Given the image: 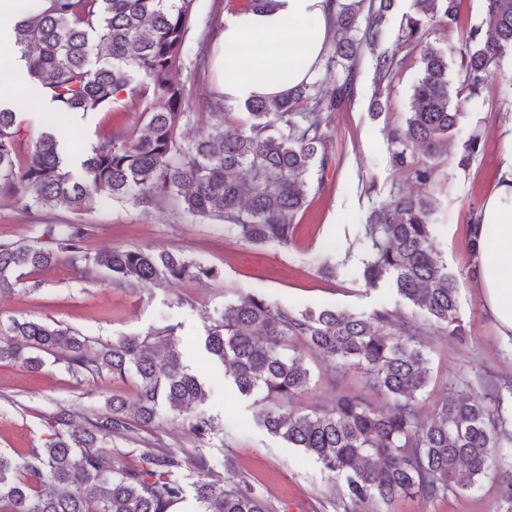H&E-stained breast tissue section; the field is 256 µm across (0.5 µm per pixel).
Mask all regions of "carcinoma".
<instances>
[{
    "label": "carcinoma",
    "instance_id": "1",
    "mask_svg": "<svg viewBox=\"0 0 512 512\" xmlns=\"http://www.w3.org/2000/svg\"><path fill=\"white\" fill-rule=\"evenodd\" d=\"M195 2L49 0L45 10L23 16L15 41L43 96L70 112L123 104L140 113L142 124L98 140L76 175L66 168L52 133L35 134L16 113L0 109V196L26 208L73 210L96 197H130L144 207L169 200L191 215L223 222L247 243L286 244L309 194V173L329 166V112L351 98L362 49L371 54L379 99L383 84L403 66L402 47L423 42L431 22L453 26L458 13V0H414L404 39L390 49L382 23L391 0H337L325 67H341L344 79L331 89L314 82L284 98L249 101L247 125L228 134L224 100H194L181 78ZM93 41L102 56L95 62ZM508 49L512 0H486L484 24L467 31L459 48L467 100L481 98L496 60ZM459 107L448 52L425 49L409 116L390 134L394 164L415 182L429 185L435 176V165L413 162L416 151L432 160L452 151ZM190 114L207 131L185 142L178 130ZM481 144L482 135L473 133L458 165H466ZM431 211L426 198L394 193L364 225V282L373 288L391 284L408 309L296 312L247 294L224 305L222 317L206 330L204 347L224 374L241 394L258 395L256 422L321 465L342 512H392L403 495L437 499L475 489L489 474L499 481L496 512H512V384L459 376L433 417L420 413L430 358L419 339L417 314L450 339L466 337L459 281L436 257ZM88 236L86 225L67 224L52 246L1 241L0 293L61 260L76 270L100 268L119 288L220 276L217 268L177 251L91 253L84 247ZM179 328L167 324L102 344L57 323L0 320V361L38 369L43 354L61 349L76 375L133 379L136 407L131 421L128 401L118 395L91 414L62 406L43 447L16 456L0 451V512H172L184 500L177 474L205 473V457L188 459L158 448L130 468L118 446L152 426L163 409L182 418L199 439L218 434L212 417L190 413L206 393L176 349ZM309 355L356 371L365 389L382 394L388 407L375 408L351 392L336 395L321 412L284 409L310 388ZM195 500V512H274L267 499L229 478L222 485L198 479Z\"/></svg>",
    "mask_w": 512,
    "mask_h": 512
}]
</instances>
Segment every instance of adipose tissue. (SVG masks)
<instances>
[{"instance_id": "ef3b65f1", "label": "adipose tissue", "mask_w": 512, "mask_h": 512, "mask_svg": "<svg viewBox=\"0 0 512 512\" xmlns=\"http://www.w3.org/2000/svg\"><path fill=\"white\" fill-rule=\"evenodd\" d=\"M272 10L249 7L227 14L213 43L211 63L226 106L278 98L308 82L325 56L331 36V0H276ZM476 242L489 314L512 335V154L497 188L468 226Z\"/></svg>"}]
</instances>
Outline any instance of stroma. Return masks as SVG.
Here are the masks:
<instances>
[{
	"instance_id": "obj_1",
	"label": "stroma",
	"mask_w": 512,
	"mask_h": 512,
	"mask_svg": "<svg viewBox=\"0 0 512 512\" xmlns=\"http://www.w3.org/2000/svg\"><path fill=\"white\" fill-rule=\"evenodd\" d=\"M485 0H459L458 22L451 28L435 27L426 42L449 49L450 74H457L460 57L453 54L460 36L480 26ZM405 63L385 90L382 112L371 108L374 69L363 56L353 82V97L332 114V162L326 172L312 170L311 190L298 212L289 243L261 246L241 241L222 222L190 216L172 205L150 208L130 200L88 203L80 210L65 207L23 209L0 197V240L33 243L45 241L60 224H85L90 230V251L139 247L150 251L175 250L195 262L217 268L219 279L205 283L175 282L150 288H117L96 269L74 271L58 263L36 272L27 283L0 295V318H33L81 330L113 341L145 334L169 323L179 324L178 348L185 360L209 383L202 411L214 418L221 432L201 440L170 416L126 443V465H137L143 453L169 448L206 457L208 481L223 483L225 459H232L235 476L270 500L275 512H336L330 481L320 465L301 449L288 447L280 437L256 426V406L241 396L222 369L208 359L200 341L206 326L224 312L225 303L239 295L258 293L271 302L296 311L327 306L366 314L395 307L399 296L389 287L368 288L359 271L365 257L362 226L369 213L396 191L430 194L435 201L431 216L438 254L459 280L460 313L469 330L459 343L427 330L424 338L431 357V382L423 414H430L445 396L456 374H479L494 381L512 378V335H502L486 307V297L474 266L467 226L499 182L505 155L512 152V52L499 59L493 85L476 103L462 104L454 130L455 143H464L474 130L483 134L482 147L468 167L455 158H442L434 183L423 187L408 171L391 163L389 128L404 124L410 110L413 86L420 72L422 48H404ZM0 108L17 112L31 126H50L60 140L69 169H76L98 139L135 124L137 113L113 107L106 111L57 112L48 99L0 80ZM336 265L328 279L319 272L323 261ZM314 379L308 393L289 402L290 410L310 413L325 407L335 393L361 390L353 372L313 361ZM132 396L133 387L111 377L83 379L69 372L61 353L47 356L37 372L0 362V449L23 453L42 447L50 434L51 416L58 406L91 412L109 395ZM497 488L485 480L479 490L460 491L428 500L399 498L395 512H495Z\"/></svg>"
}]
</instances>
